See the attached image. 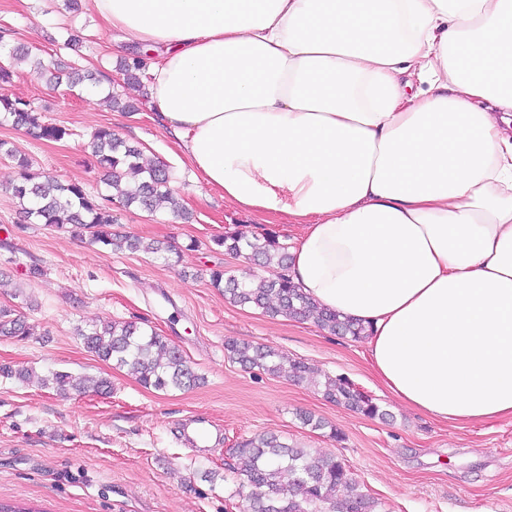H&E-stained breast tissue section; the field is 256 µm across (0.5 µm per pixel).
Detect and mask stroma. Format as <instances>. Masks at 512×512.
<instances>
[{"label": "stroma", "mask_w": 512, "mask_h": 512, "mask_svg": "<svg viewBox=\"0 0 512 512\" xmlns=\"http://www.w3.org/2000/svg\"><path fill=\"white\" fill-rule=\"evenodd\" d=\"M0 28L12 32L0 48V66L13 73L0 95L29 101L43 121L69 131L47 141L0 123V140L14 151L0 153V308L13 309L33 329L28 336L0 335V366L15 372L0 376V501L40 512H242L229 469L233 448L273 432L288 444L343 459L379 512H512V418L438 422L392 397L372 372L365 340L235 305L212 286V270L251 269L214 238L272 231L290 246L300 228L284 217L265 223L194 177L146 91L127 86L119 61L128 49L103 47L97 17L82 5L68 8L67 0H0ZM69 37L78 50L63 48ZM18 46L95 78L50 87L12 57ZM111 91L128 95L135 111L109 106ZM102 126L169 166L171 187L189 214L184 220L166 208L149 213L117 205L113 231L178 246L179 257L106 254L89 238L24 222L11 191L14 155L27 157L42 176L101 192L103 173L90 142ZM112 320L147 323L184 352L201 384L157 391L88 351L80 329ZM230 339L271 346L319 376L346 378L376 399L383 417L330 403L310 383L244 369L224 348ZM57 371L105 378L111 389L62 394L49 383ZM305 412L325 428L304 425ZM192 417L221 423L222 444L186 448L176 428ZM334 428L343 441L332 438Z\"/></svg>", "instance_id": "35a3bbf8"}]
</instances>
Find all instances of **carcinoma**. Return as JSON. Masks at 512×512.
Returning <instances> with one entry per match:
<instances>
[{
    "mask_svg": "<svg viewBox=\"0 0 512 512\" xmlns=\"http://www.w3.org/2000/svg\"><path fill=\"white\" fill-rule=\"evenodd\" d=\"M149 50L142 49L121 63L126 83L142 84ZM0 120L16 128L50 141H60L67 129L46 124L30 103L21 98L0 96ZM91 146L104 170L107 193L89 194L79 183L62 184L53 179L39 180L28 159L16 158V178L12 191L26 206V218L33 224H46L81 237L89 235L106 253L127 249L158 253L161 247L133 236L112 232L115 223L112 206L116 203L135 205L152 211L161 202L171 211L182 213V206L169 184L172 175L165 166L148 167L142 162V152L120 139L109 126L92 134ZM224 253L244 257L259 266L260 271L249 277L212 272L213 287L231 302L250 306L271 315L293 320L313 317L320 327L334 335L365 337V326L357 320L318 307L290 280L291 257L288 246L279 242L278 235L266 232L251 239L241 233H231L214 239ZM29 332L12 310L0 309V335ZM85 347L105 361L125 368L146 388L156 390L183 389L194 385L199 377L183 352L158 334L146 330L137 321H109L81 332ZM225 350L230 358L247 369H258L270 375L294 382L304 381L309 367L303 362H289L276 349L228 341ZM58 392L84 388L83 380L68 372L53 374ZM323 397L366 417L384 416L374 399L364 395L344 378L328 379L323 385ZM234 457L239 492L245 493L248 512H377L378 503L362 489L345 463L331 455L314 454L308 448L291 446L274 434H263L239 442Z\"/></svg>",
    "mask_w": 512,
    "mask_h": 512,
    "instance_id": "cac0c4a2",
    "label": "carcinoma"
}]
</instances>
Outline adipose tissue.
I'll list each match as a JSON object with an SVG mask.
<instances>
[{
    "instance_id": "1",
    "label": "adipose tissue",
    "mask_w": 512,
    "mask_h": 512,
    "mask_svg": "<svg viewBox=\"0 0 512 512\" xmlns=\"http://www.w3.org/2000/svg\"><path fill=\"white\" fill-rule=\"evenodd\" d=\"M226 202L303 227L289 276L382 384L512 418V0H87Z\"/></svg>"
}]
</instances>
